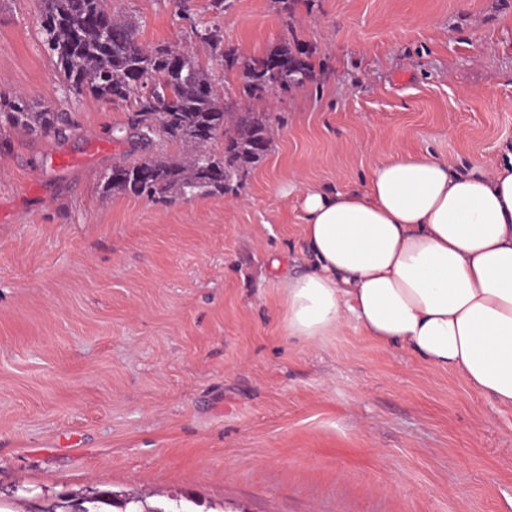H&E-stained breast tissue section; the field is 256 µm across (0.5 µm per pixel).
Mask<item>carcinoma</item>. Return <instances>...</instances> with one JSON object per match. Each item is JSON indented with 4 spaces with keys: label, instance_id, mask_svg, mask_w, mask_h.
<instances>
[{
    "label": "carcinoma",
    "instance_id": "1",
    "mask_svg": "<svg viewBox=\"0 0 512 512\" xmlns=\"http://www.w3.org/2000/svg\"><path fill=\"white\" fill-rule=\"evenodd\" d=\"M39 33L75 94L133 105L127 126L117 128V139H158L186 148L180 158L113 165L103 195L121 193L160 203L224 195L237 190L248 170L267 155L266 114L231 111L218 94L213 68L176 48L143 44L132 26L112 13L107 0H42ZM195 35L214 49L218 65H240L241 94L248 99L312 79V65L295 41L240 64L232 51L221 48L215 30L201 28ZM4 127L29 136L64 138L75 123L68 112L51 107L36 111L23 95L0 93V129ZM220 139L224 150L217 154L211 146ZM82 505L83 512H105L108 506L144 512L139 501H117L106 490L83 499Z\"/></svg>",
    "mask_w": 512,
    "mask_h": 512
}]
</instances>
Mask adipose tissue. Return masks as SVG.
<instances>
[{"mask_svg":"<svg viewBox=\"0 0 512 512\" xmlns=\"http://www.w3.org/2000/svg\"><path fill=\"white\" fill-rule=\"evenodd\" d=\"M302 211L311 264L272 262L284 335L318 344L352 324L512 409V156L461 172L396 154L361 187L306 188Z\"/></svg>","mask_w":512,"mask_h":512,"instance_id":"obj_1","label":"adipose tissue"}]
</instances>
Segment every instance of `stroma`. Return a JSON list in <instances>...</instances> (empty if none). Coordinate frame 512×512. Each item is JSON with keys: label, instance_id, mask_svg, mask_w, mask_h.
I'll return each mask as SVG.
<instances>
[{"label": "stroma", "instance_id": "obj_1", "mask_svg": "<svg viewBox=\"0 0 512 512\" xmlns=\"http://www.w3.org/2000/svg\"><path fill=\"white\" fill-rule=\"evenodd\" d=\"M110 0L210 64L289 39L314 79L249 107L270 150L235 193L103 195L125 103L74 95L39 0H0V92L72 114L0 147V512L105 488L156 512H512V410L354 326L283 335L270 261L308 262L301 197L397 152L492 169L512 148V0ZM194 33L199 40L208 43L214 49L213 60L217 65L230 69L238 63V58L231 50L225 52L224 48H221V39L216 30L208 27L199 30L195 28Z\"/></svg>", "mask_w": 512, "mask_h": 512}]
</instances>
